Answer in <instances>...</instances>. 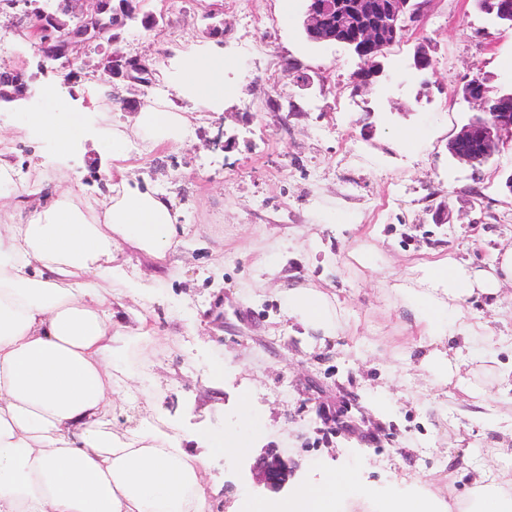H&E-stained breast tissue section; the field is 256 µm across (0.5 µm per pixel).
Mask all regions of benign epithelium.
<instances>
[{"label": "benign epithelium", "mask_w": 512, "mask_h": 512, "mask_svg": "<svg viewBox=\"0 0 512 512\" xmlns=\"http://www.w3.org/2000/svg\"><path fill=\"white\" fill-rule=\"evenodd\" d=\"M302 28L313 42L330 41L348 48L358 60L357 78L364 85L382 74L380 58L386 50L401 41L407 32L406 21H414L429 0H304ZM479 10L502 26L512 28V0H475ZM78 26L101 43L112 42L111 28L100 15L79 19ZM28 37L47 44L62 42L69 35H58L46 29L37 18L29 17L25 29ZM109 75L130 81L147 83L152 69L142 59L120 53L108 56ZM413 67L427 73L435 69L425 46L417 47ZM462 98L473 104L479 115L462 125L448 142L452 159L466 164L478 175L499 151L506 134L512 135V94L493 97L483 76L476 74L463 85ZM250 471L257 484L270 492H280L293 475V467L281 455L266 452L254 459Z\"/></svg>", "instance_id": "1"}]
</instances>
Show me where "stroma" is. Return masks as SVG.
<instances>
[{
	"label": "stroma",
	"mask_w": 512,
	"mask_h": 512,
	"mask_svg": "<svg viewBox=\"0 0 512 512\" xmlns=\"http://www.w3.org/2000/svg\"><path fill=\"white\" fill-rule=\"evenodd\" d=\"M159 26L127 23L118 40L89 49L87 68L111 51L168 65L175 52L206 44L203 0H148ZM219 37L240 70L224 109H197L182 142L165 150L149 140L127 143L140 185L173 196L189 232L177 264L163 272L152 302L161 342L127 360L140 402L157 404L190 433L241 431L242 404L263 420L259 448L295 461L288 489L346 470L378 492L425 491L438 503L458 499L472 469L491 465L512 477V406L487 401L481 411L463 394L434 383L394 287L413 279L417 261L445 254L483 268L512 244V139L504 138L480 179L453 161L448 141L474 115L459 95L473 75L512 91V29L494 25L473 0H432L404 40L391 47L384 73L357 86L352 54L337 43L303 35L302 0L283 20L279 0H221ZM20 16H0V71L23 70L27 94L0 106V151L15 169L10 193H48L54 152L32 139L24 115L47 109L53 96L82 108L91 122H132L147 100L187 107L170 86L152 81L129 100L95 97L81 81L65 82L60 62L43 59L22 36ZM426 43L435 71L413 67ZM420 131L417 146L397 132ZM111 163L92 144L70 161L81 198L109 192ZM367 251L363 267L351 254ZM293 286L329 292L346 328L336 335L288 318ZM475 313L492 335L465 354L470 380L493 384L512 361V287L496 303L479 299ZM225 362L213 382L210 365ZM351 432H338L337 416ZM244 455H213L208 468L221 485L218 512L262 499Z\"/></svg>",
	"instance_id": "35a3bbf8"
}]
</instances>
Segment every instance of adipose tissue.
I'll return each instance as SVG.
<instances>
[{
	"instance_id": "1",
	"label": "adipose tissue",
	"mask_w": 512,
	"mask_h": 512,
	"mask_svg": "<svg viewBox=\"0 0 512 512\" xmlns=\"http://www.w3.org/2000/svg\"><path fill=\"white\" fill-rule=\"evenodd\" d=\"M236 60L209 45L181 53L165 70L178 97L219 112L231 93L225 81ZM57 113L31 112L33 132L47 135L59 157L95 139L111 158L110 196L87 203L77 176L58 169L53 190L32 201L0 194V215L21 214V224H0V512H216L218 490L206 458L189 453L199 441L215 453L244 454L245 438L192 437L173 420L139 416L116 428L119 400L132 391L123 364L134 339L155 334L148 304L156 271L175 254L188 228L173 198L141 188L124 146L149 136L157 147L181 142L191 115L165 103L140 110L131 128L90 134L85 115L56 99ZM134 250L151 269L137 273L117 256ZM412 283L396 287L427 346L423 366L443 384H455L470 406L482 407L512 391V365L501 367L494 386L473 389L458 349L444 345V320L469 340L491 333L471 300L499 298L512 284V246L476 268L448 255L418 264ZM288 314L304 327L335 334L339 315L328 293L288 291ZM355 478L330 473L298 488L278 505L258 512H336ZM462 512H512V479L472 480Z\"/></svg>"
}]
</instances>
